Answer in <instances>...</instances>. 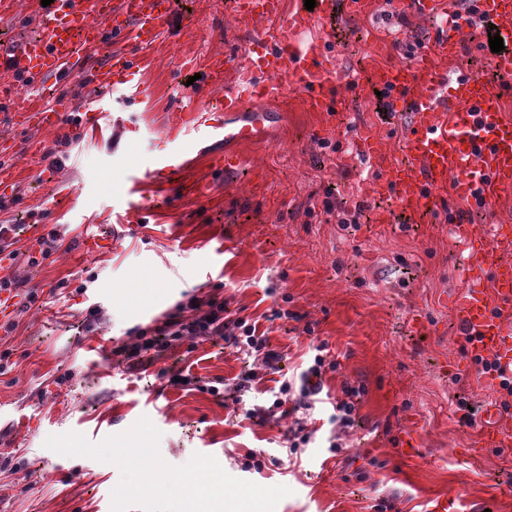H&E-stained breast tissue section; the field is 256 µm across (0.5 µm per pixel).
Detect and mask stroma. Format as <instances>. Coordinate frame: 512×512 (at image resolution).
Returning <instances> with one entry per match:
<instances>
[{
	"mask_svg": "<svg viewBox=\"0 0 512 512\" xmlns=\"http://www.w3.org/2000/svg\"><path fill=\"white\" fill-rule=\"evenodd\" d=\"M388 2L379 0L373 17L337 12L307 38L333 53L342 71L361 75L370 63L372 32L398 30L402 38L386 62L408 64L409 47L428 42L430 25L413 13L388 19ZM190 15L196 24L187 30L182 23ZM281 24L272 19L246 32L230 0H175L156 44L140 51L113 87L105 103L111 127L97 138L81 131L49 181L41 178L42 156L70 127L22 125L17 113L34 102L56 106L61 98L78 106L96 92L82 75L27 86L0 66V86L16 89L0 112V138L14 144L0 151V167L13 174L19 196L0 212V223L14 225L24 250L55 226L65 241L39 265L21 258L0 266V278L39 293L27 309L11 311L15 327L0 338V351H10L12 363L0 375V512H111L119 469L56 454L45 441L76 432L96 443L143 416L161 431L159 451L169 465L200 453L235 478L289 487L275 512H375L380 503L387 512H431L442 502L447 512H512V447H482L478 426L460 419V402L478 411L497 393L487 376L467 366V343L452 308L463 280L448 221L468 203L449 197L445 213L427 223L401 215L374 223V213L389 202L368 193L358 135L372 129L395 159L406 127L404 113L379 111L374 86L340 87L342 110L328 130L280 105L267 137L240 147L250 169L239 176L212 168L211 157L223 153V145L190 150L183 179L206 185L203 199L158 183L127 197L104 184L107 175L120 180L130 152L146 162L162 151L177 89L191 83L210 101L221 98L222 89L197 77L207 56L250 55ZM137 83L148 94L128 104L129 87ZM89 237L97 239L96 251L85 250ZM216 284L230 310L255 321L271 347L285 354L284 379H297L310 358V337L301 332L307 322L342 364L341 373L326 375L323 401L306 416L315 440L293 463L282 461L289 420L248 415L272 404L273 382L227 406L210 393L166 387L158 379L166 366L219 388L233 382L254 360L223 340L171 353L135 373L110 364L112 348L132 342L136 328ZM55 286L61 292L54 296ZM95 306L103 318L92 333L85 316ZM282 306L292 318L271 319L272 308ZM346 379L362 381L367 392L358 424L344 433L330 417ZM409 433L423 455L402 454ZM331 435L339 453L324 447ZM254 452L262 469L248 466Z\"/></svg>",
	"mask_w": 512,
	"mask_h": 512,
	"instance_id": "stroma-1",
	"label": "stroma"
}]
</instances>
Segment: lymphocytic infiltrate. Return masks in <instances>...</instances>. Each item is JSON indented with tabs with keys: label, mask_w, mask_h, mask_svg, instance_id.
<instances>
[{
	"label": "lymphocytic infiltrate",
	"mask_w": 512,
	"mask_h": 512,
	"mask_svg": "<svg viewBox=\"0 0 512 512\" xmlns=\"http://www.w3.org/2000/svg\"><path fill=\"white\" fill-rule=\"evenodd\" d=\"M134 342L116 347L112 360L133 372L142 366L144 352L165 346H183L194 351L198 342L214 337L224 338L230 345L246 351L260 361L262 368L238 378L232 386L226 387L224 396L233 403H241L245 393L252 390L261 372L278 373L282 360L280 352L270 349L268 339L259 334L255 324L243 317L233 315L218 295L191 297L187 304H180L157 319L153 325L135 331ZM311 357L302 370L297 382H282L274 394L273 409L281 417L291 418L293 428L288 438L285 456L296 455L299 448L307 446L312 438L299 416L300 411L313 409L324 388V376L340 369L338 360L329 356L326 342L310 345Z\"/></svg>",
	"instance_id": "f902f5d3"
}]
</instances>
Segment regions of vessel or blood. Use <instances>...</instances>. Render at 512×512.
Segmentation results:
<instances>
[{
    "label": "vessel or blood",
    "mask_w": 512,
    "mask_h": 512,
    "mask_svg": "<svg viewBox=\"0 0 512 512\" xmlns=\"http://www.w3.org/2000/svg\"><path fill=\"white\" fill-rule=\"evenodd\" d=\"M485 23L496 26L503 39L502 54L489 60L498 71L492 79L473 73L449 74L448 62L470 40L452 18L454 0H398V9L437 20L426 51L407 66L393 67L381 59L391 42L374 37L372 80L388 89L394 109H410L411 119L402 138V157L392 160L383 138L363 130L360 139L366 157L377 172L369 189L390 196L394 211L416 218L436 213L447 196L467 199L474 209L492 213L497 202L512 195V118L503 112L505 79L512 77V0H475ZM317 11L299 8L278 29L272 48L241 60L214 58L205 82L224 90L220 111H212L197 92L179 97L165 124L167 148L145 167H131L126 181L139 191L156 178L185 196H203V189L183 182L185 157L191 141H224L231 146L259 140L274 117L270 101L297 95L303 111L327 124L339 110L337 87L346 76L332 55L317 44L302 45L301 34L312 31L318 17H330L339 8L356 16L375 12L376 0H317ZM237 21L246 30L280 12L282 0H237ZM171 13L169 0H115L102 11L97 0H52L42 13L33 36L11 48L0 46V61L12 72L39 82L69 80L90 72L98 92L83 107L85 128L96 130L108 115L102 105L119 76L133 63V51L150 47ZM124 39L130 52L86 70L81 50L100 45L105 33ZM236 81L225 87L227 70ZM462 247L464 287L455 296V310L464 335L470 336L474 356L497 360L512 375V226L476 224L461 214L451 225ZM480 439L493 448L512 446V415L497 402L482 410Z\"/></svg>",
    "instance_id": "1"
}]
</instances>
